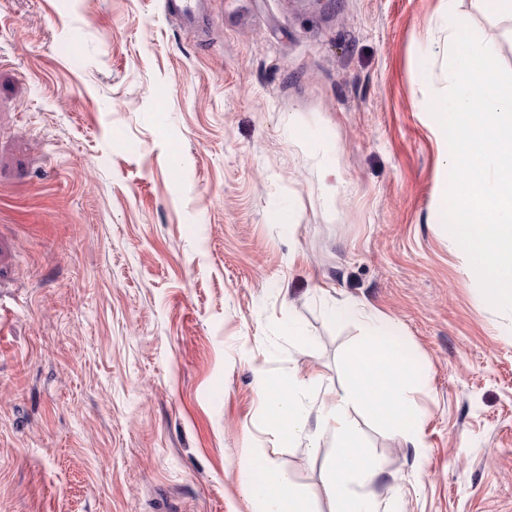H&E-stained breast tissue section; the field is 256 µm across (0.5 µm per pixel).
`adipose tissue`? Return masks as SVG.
Wrapping results in <instances>:
<instances>
[{
	"label": "adipose tissue",
	"instance_id": "1",
	"mask_svg": "<svg viewBox=\"0 0 512 512\" xmlns=\"http://www.w3.org/2000/svg\"><path fill=\"white\" fill-rule=\"evenodd\" d=\"M247 488L258 503L259 512H313L288 472L276 468L265 455L257 454L250 459Z\"/></svg>",
	"mask_w": 512,
	"mask_h": 512
}]
</instances>
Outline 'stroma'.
<instances>
[{"instance_id": "35a3bbf8", "label": "stroma", "mask_w": 512, "mask_h": 512, "mask_svg": "<svg viewBox=\"0 0 512 512\" xmlns=\"http://www.w3.org/2000/svg\"><path fill=\"white\" fill-rule=\"evenodd\" d=\"M452 10L512 71L472 0H0V512H256V453L330 512L318 411L374 317L420 442L350 410L361 492L512 512V314L437 208ZM278 371L315 441L261 424Z\"/></svg>"}]
</instances>
